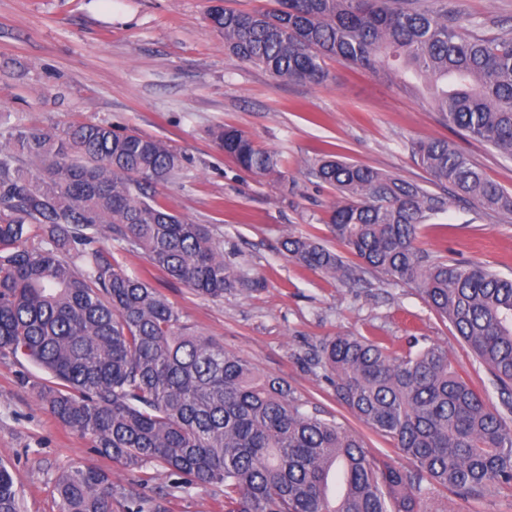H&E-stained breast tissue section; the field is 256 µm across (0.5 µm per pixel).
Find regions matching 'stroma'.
Returning a JSON list of instances; mask_svg holds the SVG:
<instances>
[{
    "instance_id": "obj_1",
    "label": "stroma",
    "mask_w": 512,
    "mask_h": 512,
    "mask_svg": "<svg viewBox=\"0 0 512 512\" xmlns=\"http://www.w3.org/2000/svg\"><path fill=\"white\" fill-rule=\"evenodd\" d=\"M209 0H0V125L105 123L162 139L186 156L178 184L163 188L168 206L207 225L224 253L262 285L223 298L195 295L171 281L139 252L103 240L122 268L149 280L182 321L249 360L260 372L288 381L309 411L359 433L368 459L409 463L390 439L360 423L336 398L316 365L319 344L335 335L364 336L393 352L436 342L468 371L490 402L493 377L474 359L452 325L405 285L366 275L344 283L289 262L288 234L336 242L324 219L334 192L306 163L332 147L355 163L427 185L443 186L411 157L417 139L448 141L491 180L512 191V159L449 128L426 90L413 91L383 72L326 62L325 83L277 82L224 49L207 24ZM449 10L476 18L485 34L512 26V0H448ZM236 127L287 162V187L249 174L215 144L212 132ZM422 248L445 250L512 275V215L475 202L453 203L430 216ZM37 367L0 357V462L13 473L21 512H60L59 473L88 465L129 484L137 474L99 456L88 437L58 422L33 390ZM430 512H512V490L466 498L439 487ZM168 512H224L220 488L191 489L166 500Z\"/></svg>"
}]
</instances>
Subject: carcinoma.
I'll return each mask as SVG.
<instances>
[{
  "instance_id": "1",
  "label": "carcinoma",
  "mask_w": 512,
  "mask_h": 512,
  "mask_svg": "<svg viewBox=\"0 0 512 512\" xmlns=\"http://www.w3.org/2000/svg\"><path fill=\"white\" fill-rule=\"evenodd\" d=\"M212 2L207 21L224 47L274 81L320 84L331 58L390 71L405 87L412 77L448 127L512 158V28L481 34L445 0H275L255 11ZM213 136L244 171L285 183L278 153L232 126ZM411 150L454 199L512 214V192L447 141ZM183 168L169 143L105 124L20 123L0 134V356L50 375L33 388L55 418L127 468L161 469L171 489L224 488V512H429L430 485L463 496L512 487V277L418 246L446 198L324 153L310 173L336 191L327 226L360 265L315 237L282 241L288 260L342 281L374 272L417 289L490 370L499 408L440 345L394 354L357 336L320 343L314 359L336 396L393 442L412 465L403 470L369 460L357 433L307 411L283 379L192 331L96 246L106 231L201 297L260 287L205 225L161 198ZM55 488L60 512H114L118 501L125 512H167L163 497L95 467L63 471ZM0 512H20L2 463Z\"/></svg>"
}]
</instances>
